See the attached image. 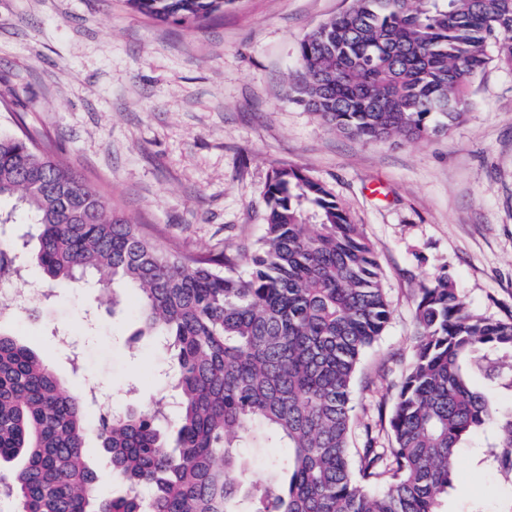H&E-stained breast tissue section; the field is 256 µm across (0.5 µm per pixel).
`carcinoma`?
Masks as SVG:
<instances>
[{"instance_id":"1","label":"carcinoma","mask_w":512,"mask_h":512,"mask_svg":"<svg viewBox=\"0 0 512 512\" xmlns=\"http://www.w3.org/2000/svg\"><path fill=\"white\" fill-rule=\"evenodd\" d=\"M160 19L199 23L227 0H128ZM294 101L360 141H425L467 111L488 64L512 71V0H352L297 49ZM264 235L251 253L162 248L51 146L0 131V278L31 262L50 288L91 276L132 291L142 331L171 350L176 405L92 412L29 345L0 329V498L17 512H444L467 440L512 486V318L470 311L439 278L421 289L419 336L398 386L391 448L371 428L350 450L359 364L390 319L382 273L358 225L319 182L274 168ZM98 437L125 492L98 494L83 459ZM286 448L283 475L253 479L239 449ZM386 484L384 492L373 486Z\"/></svg>"}]
</instances>
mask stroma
Instances as JSON below:
<instances>
[{"label":"stroma","instance_id":"35a3bbf8","mask_svg":"<svg viewBox=\"0 0 512 512\" xmlns=\"http://www.w3.org/2000/svg\"><path fill=\"white\" fill-rule=\"evenodd\" d=\"M349 0H230L201 23L160 21L127 0H0V128L24 122L130 223L185 253L249 249L263 234L273 168L323 184L383 273L390 320L359 366L352 452L385 422L414 353L415 309L434 278L470 308L512 316V71L489 65L472 107L428 141L344 137L288 98L299 42ZM133 301L80 283L16 308L0 329L47 357L94 409L151 410L172 362L137 337ZM462 450L445 512H505L512 486Z\"/></svg>","mask_w":512,"mask_h":512}]
</instances>
